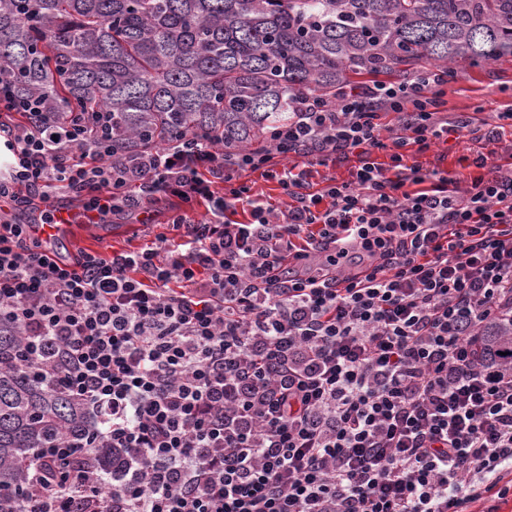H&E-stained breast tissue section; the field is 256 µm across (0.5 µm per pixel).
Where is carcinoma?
Masks as SVG:
<instances>
[{"mask_svg": "<svg viewBox=\"0 0 512 512\" xmlns=\"http://www.w3.org/2000/svg\"><path fill=\"white\" fill-rule=\"evenodd\" d=\"M512 57V0H0V73L44 111L112 115L128 158L200 135L263 148L302 97L424 65ZM488 344L512 346V320ZM0 322V512L24 496L20 466L60 437L88 442L92 417L66 392L10 367ZM92 461L112 474V449Z\"/></svg>", "mask_w": 512, "mask_h": 512, "instance_id": "1", "label": "carcinoma"}]
</instances>
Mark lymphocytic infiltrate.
Listing matches in <instances>:
<instances>
[{
	"mask_svg": "<svg viewBox=\"0 0 512 512\" xmlns=\"http://www.w3.org/2000/svg\"><path fill=\"white\" fill-rule=\"evenodd\" d=\"M448 83L426 69L299 101L268 149L196 136L129 159L0 76V319L16 367L83 401L112 449L108 478L78 465L91 446L39 449L17 512H497L512 357L486 335L512 318V156L463 173L400 152L470 131L438 117ZM352 151V181L311 191L300 161ZM241 169L288 207L233 186ZM60 188L101 224L176 206L140 248L63 260L17 219L54 223ZM240 203L249 220H228ZM233 186L241 184L250 186L253 195L261 198V201L268 202L280 209H286L290 199L283 194L275 180L267 179L261 175L260 171H251L249 169L238 172L235 175Z\"/></svg>",
	"mask_w": 512,
	"mask_h": 512,
	"instance_id": "f902f5d3",
	"label": "lymphocytic infiltrate"
}]
</instances>
